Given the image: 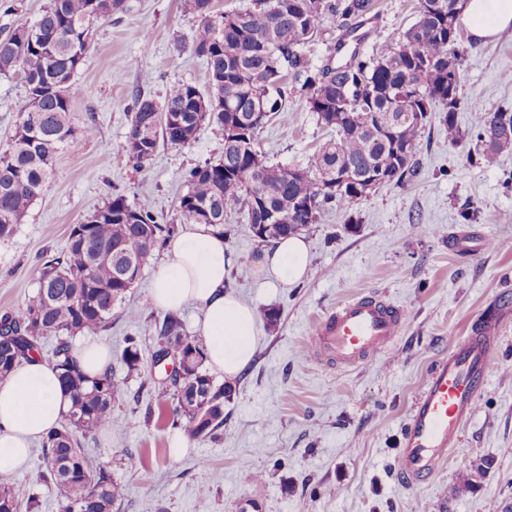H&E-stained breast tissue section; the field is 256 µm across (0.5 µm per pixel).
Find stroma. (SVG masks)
Wrapping results in <instances>:
<instances>
[{"instance_id":"stroma-1","label":"stroma","mask_w":512,"mask_h":512,"mask_svg":"<svg viewBox=\"0 0 512 512\" xmlns=\"http://www.w3.org/2000/svg\"><path fill=\"white\" fill-rule=\"evenodd\" d=\"M373 3L369 40L354 41L360 19L328 18L308 47L312 65L369 59L418 17L419 0ZM198 24L185 0H124L122 11L96 22L70 87L75 126L94 124L96 134L59 151L42 197L0 242V313L24 303L37 288L43 257L63 255L71 225L112 195L149 201L160 223H177L184 176L220 158L223 130L203 123L189 145L159 144L140 166L125 144L137 97L162 101L177 82L211 95L206 62L191 48ZM460 50L463 98L512 113V30L479 45L462 32ZM26 97L18 72L0 74V151ZM456 121L462 140L452 145L440 113H433L415 149L419 174L412 181L326 205L303 232L312 274L296 286L260 287L252 267L266 245L245 214L226 216L224 233L237 258L229 285L254 307L261 333L252 362L229 383L223 434L190 440L177 459L170 455L172 406L159 402L150 363L154 323L163 313L151 306L149 289L168 250L152 252L128 297L140 320L113 316L90 339L117 359L127 337H136L143 358L112 408L111 427L82 440L123 483L118 512H197L202 503L208 512H512V318L500 329L495 369L476 412L441 470L418 487L406 486L397 471L401 432L432 363L493 306L512 303V149L482 166L473 112L460 108ZM332 135L295 90L261 130L258 146L271 164L303 167ZM459 238L490 245L461 252L454 246ZM364 295L385 297L404 311L393 345L357 367L313 357L316 319ZM271 308L279 312L274 327L264 317ZM90 340L78 335L72 345ZM42 468L37 442L28 466L10 476L14 491L22 501L38 491L30 512H63L62 492L38 482ZM253 472L263 473V481L247 482Z\"/></svg>"}]
</instances>
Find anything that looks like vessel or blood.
Listing matches in <instances>:
<instances>
[{
  "label": "vessel or blood",
  "mask_w": 512,
  "mask_h": 512,
  "mask_svg": "<svg viewBox=\"0 0 512 512\" xmlns=\"http://www.w3.org/2000/svg\"><path fill=\"white\" fill-rule=\"evenodd\" d=\"M403 323V312L390 302L374 296L357 297L323 316L316 326L311 351L355 367L390 347ZM497 335V319L483 320L472 335L460 338L446 357L431 366L400 442L398 473L407 486L430 480L455 447L492 373Z\"/></svg>",
  "instance_id": "1"
}]
</instances>
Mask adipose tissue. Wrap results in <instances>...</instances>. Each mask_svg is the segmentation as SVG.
<instances>
[{"label":"adipose tissue","instance_id":"adipose-tissue-1","mask_svg":"<svg viewBox=\"0 0 512 512\" xmlns=\"http://www.w3.org/2000/svg\"><path fill=\"white\" fill-rule=\"evenodd\" d=\"M465 21L475 40L512 29V0H466ZM236 259L222 234L189 224L170 242V258L156 274L150 303L176 311L199 308L197 331L206 362L226 380L236 379L253 359L257 343L254 309L227 288ZM263 287L285 288L311 272L309 247L300 236L274 240L256 264ZM71 406L57 372L43 359L23 364L0 381V475L26 466L31 444L57 428Z\"/></svg>","mask_w":512,"mask_h":512}]
</instances>
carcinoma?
<instances>
[{"instance_id":"cac0c4a2","label":"carcinoma","mask_w":512,"mask_h":512,"mask_svg":"<svg viewBox=\"0 0 512 512\" xmlns=\"http://www.w3.org/2000/svg\"><path fill=\"white\" fill-rule=\"evenodd\" d=\"M124 0H50L33 24H21L0 37V73H21L27 102L8 148L0 152V241L22 223L28 208L44 193L56 156L95 134L89 124L72 122L70 82L84 64L93 25L123 9ZM200 19L192 35L194 53L205 58L212 94L205 98L191 84L169 87L162 102L136 99L125 151L140 165L152 159L159 142L184 146L201 124L221 129L248 124L242 139L224 137V154L192 168L179 198L182 224H207L224 233V215L244 210L253 235L262 242L297 234L317 223L326 205L356 203L371 189L372 175L383 170L397 184L417 176L414 150L429 114L445 113L448 144L461 135L456 122L461 57V0H420L416 22L399 39L368 61L311 65L306 47L321 33L326 18L341 12L359 17L373 0H254L244 11L220 12L214 0H187ZM300 84L317 123L336 138L314 152L304 168L269 164L258 148L259 131L282 110L287 80ZM413 100L421 119L404 121L389 134L379 117L402 98ZM267 114L251 121L255 106ZM478 160L485 166L512 146V114L489 112L475 104ZM348 172L337 188L336 168ZM279 221L271 222V214ZM175 236V225L156 221L148 201L128 202L117 194L85 221L72 226L63 256L44 262L37 289L14 310L0 314V380L43 353L53 337V367L71 407L65 423L43 442V482L64 492L65 512H113L125 488L80 438L112 424V407L126 390L116 371L90 378L78 365L70 339L108 326L123 307L151 253ZM127 276H122L125 270ZM157 345L152 365H173L158 386L175 402L171 426L190 438L224 430V399L231 388L214 382L203 365L205 348L189 336L184 320L168 313L155 322ZM120 363L126 373L141 367L136 340L127 339ZM8 483L0 484V512H18Z\"/></svg>"}]
</instances>
